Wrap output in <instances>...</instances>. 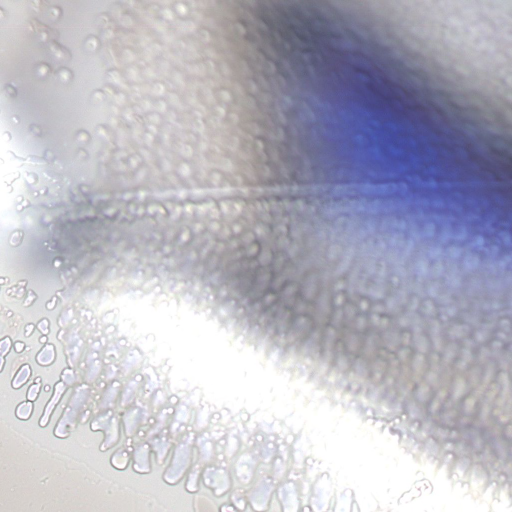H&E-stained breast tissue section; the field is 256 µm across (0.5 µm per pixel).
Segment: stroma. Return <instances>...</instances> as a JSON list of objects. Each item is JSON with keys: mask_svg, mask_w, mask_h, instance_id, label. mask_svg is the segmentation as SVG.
Segmentation results:
<instances>
[{"mask_svg": "<svg viewBox=\"0 0 512 512\" xmlns=\"http://www.w3.org/2000/svg\"><path fill=\"white\" fill-rule=\"evenodd\" d=\"M18 1L44 27L41 65L0 76V252L29 269L7 278L0 312L38 313L0 337L17 421L40 414L62 448L79 429L112 473L210 512H274L250 490L259 474L275 500L292 498L278 439L257 430L225 456L223 440L90 328L86 297L138 277L351 395L448 472L512 498V287L475 301L455 278L461 265L491 279L512 268L507 192L489 190L487 211L463 198L489 173L512 175V0H465L466 30L448 0H138L133 17L98 15L64 41L54 27L71 0H0V12ZM63 51L80 67L57 68ZM338 69L390 100L389 126L412 156L447 140L458 157L447 182L433 164L382 174L352 163L350 147L383 139L374 121H346L328 82ZM62 89L107 104L108 120L73 117L47 135L46 99ZM151 92L162 113L146 110ZM100 141L96 177L73 180ZM393 250L405 262L389 270L377 256ZM424 264L428 285L415 275ZM312 283L335 315L304 305ZM395 293L406 308H376ZM356 331L367 348L348 347ZM416 358L425 368L412 376ZM461 369L464 400L450 386Z\"/></svg>", "mask_w": 512, "mask_h": 512, "instance_id": "obj_1", "label": "stroma"}]
</instances>
